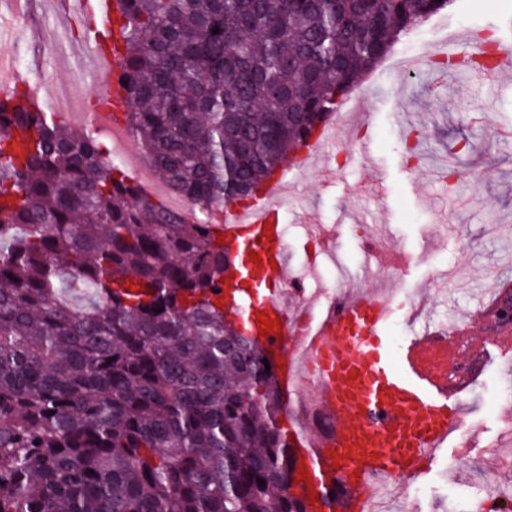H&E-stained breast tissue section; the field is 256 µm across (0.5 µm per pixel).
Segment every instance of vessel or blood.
<instances>
[{
    "label": "vessel or blood",
    "mask_w": 512,
    "mask_h": 512,
    "mask_svg": "<svg viewBox=\"0 0 512 512\" xmlns=\"http://www.w3.org/2000/svg\"><path fill=\"white\" fill-rule=\"evenodd\" d=\"M111 9V0H100L96 20L88 24L87 48L93 73L113 74L111 95L118 103L124 97L119 56L99 45L94 35ZM283 181V175L273 176L262 184L249 207L230 204L210 216L225 244L259 253L258 269L271 282L259 301L224 288V306L242 314L254 334L260 330L259 313L280 321L279 333L261 336L260 342L284 364L277 379L285 407H293L300 396L299 354L316 364L312 390L334 430L317 441L303 431L295 434V466L305 470L309 480L293 485L292 493L314 498L310 512H334L331 494L341 483L350 493L349 512H367L376 483L392 485L420 478L458 429V399L469 376L450 373L448 362L469 338L462 325L448 333L414 337L402 349L399 365H392L384 341L392 299L373 294L330 303L319 318L311 320L307 338L297 336L283 302L295 289L277 218Z\"/></svg>",
    "instance_id": "obj_1"
}]
</instances>
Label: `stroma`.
I'll return each mask as SVG.
<instances>
[{"instance_id": "stroma-1", "label": "stroma", "mask_w": 512, "mask_h": 512, "mask_svg": "<svg viewBox=\"0 0 512 512\" xmlns=\"http://www.w3.org/2000/svg\"><path fill=\"white\" fill-rule=\"evenodd\" d=\"M460 33L480 30L512 52V0H455L447 10ZM57 22L44 0L34 13L0 0V40L23 51L42 48V72L52 91L77 96L90 88L79 52L56 54ZM439 46L431 23L400 38L389 61L362 80L360 111L337 117L338 137L318 160L301 170L289 166L292 188L280 203L279 224L288 261L302 278L304 294L321 312L326 288L387 289L391 323L406 338L443 330L484 309L499 282L512 280V141L497 131L512 127V77L467 69L429 82L403 79L390 64L417 37ZM454 161L452 183L433 171ZM333 234L323 247L315 227ZM397 248L402 264L376 265L374 248ZM422 301L415 316L406 310ZM461 395L459 436L450 437L417 484H399L386 512H469L468 498L486 485L512 490V353L481 360ZM466 452H458L459 440Z\"/></svg>"}]
</instances>
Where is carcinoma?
Masks as SVG:
<instances>
[{
    "instance_id": "cac0c4a2",
    "label": "carcinoma",
    "mask_w": 512,
    "mask_h": 512,
    "mask_svg": "<svg viewBox=\"0 0 512 512\" xmlns=\"http://www.w3.org/2000/svg\"><path fill=\"white\" fill-rule=\"evenodd\" d=\"M450 3L116 0L102 40L133 137L203 212L252 198ZM32 98L0 99V512H308L275 371L215 293L213 225Z\"/></svg>"
}]
</instances>
